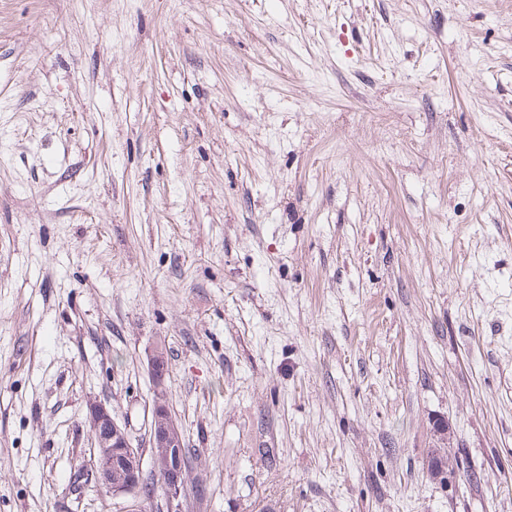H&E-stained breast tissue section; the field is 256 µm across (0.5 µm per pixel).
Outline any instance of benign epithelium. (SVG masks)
Masks as SVG:
<instances>
[{"label": "benign epithelium", "mask_w": 512, "mask_h": 512, "mask_svg": "<svg viewBox=\"0 0 512 512\" xmlns=\"http://www.w3.org/2000/svg\"><path fill=\"white\" fill-rule=\"evenodd\" d=\"M147 363L152 393L150 467H145L142 452L134 447L126 427L116 421L105 404L92 401L88 405L87 419L95 453L89 463L73 472L72 491L80 495L88 488H96L137 499L150 471L160 478L162 485L159 512H185L188 461L181 429L168 405L169 355L166 348L154 347Z\"/></svg>", "instance_id": "1"}]
</instances>
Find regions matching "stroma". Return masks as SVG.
I'll use <instances>...</instances> for the list:
<instances>
[{"label": "stroma", "instance_id": "35a3bbf8", "mask_svg": "<svg viewBox=\"0 0 512 512\" xmlns=\"http://www.w3.org/2000/svg\"><path fill=\"white\" fill-rule=\"evenodd\" d=\"M158 343L188 512H512V0H0V512Z\"/></svg>", "mask_w": 512, "mask_h": 512}]
</instances>
